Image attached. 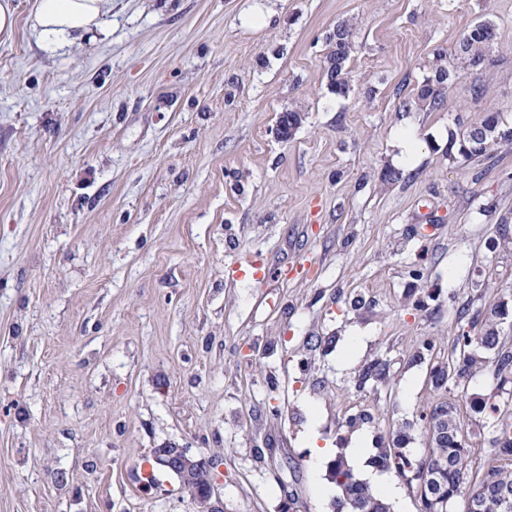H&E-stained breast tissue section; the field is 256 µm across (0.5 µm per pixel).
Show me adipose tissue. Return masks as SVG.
I'll list each match as a JSON object with an SVG mask.
<instances>
[{
    "label": "adipose tissue",
    "instance_id": "1",
    "mask_svg": "<svg viewBox=\"0 0 512 512\" xmlns=\"http://www.w3.org/2000/svg\"><path fill=\"white\" fill-rule=\"evenodd\" d=\"M111 10L112 0H34L28 27L39 46L56 51L105 33ZM345 455L353 472L379 496L387 501L399 499L400 490L388 472L368 463L360 448L346 449Z\"/></svg>",
    "mask_w": 512,
    "mask_h": 512
}]
</instances>
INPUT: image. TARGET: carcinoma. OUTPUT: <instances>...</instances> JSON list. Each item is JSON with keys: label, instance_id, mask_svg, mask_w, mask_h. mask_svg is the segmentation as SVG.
Masks as SVG:
<instances>
[{"label": "carcinoma", "instance_id": "obj_1", "mask_svg": "<svg viewBox=\"0 0 512 512\" xmlns=\"http://www.w3.org/2000/svg\"><path fill=\"white\" fill-rule=\"evenodd\" d=\"M482 29L485 36L480 41L470 42V36H465L460 43V49L469 57L473 67H489L495 60L486 54L495 40V25L489 20H483L475 25ZM327 86L332 92L344 96L350 90L346 72V62L353 49L352 30L346 23H340L326 36ZM451 78V72L443 68L436 72L435 78L420 87L417 100L427 101L433 105L444 104V84ZM499 118L496 113L484 115L474 130L483 132L479 140L464 137L460 143L459 152L466 157H493L495 146L501 142L512 141L511 130H498ZM501 306L490 309L482 320L483 331L470 338L463 334L466 328H474L469 323L458 328L455 350L451 361L457 367L458 379L439 371L432 386L436 389L447 387L449 384L464 385L483 367L482 353L494 354L493 372L496 378H512V340L502 334L501 321L496 313ZM446 406L436 405L431 412H436ZM448 441L431 442L425 449L421 463L417 464L406 454L404 445L407 434L393 439V446L379 449L376 461L387 469H393L412 489H418L419 483L425 482L434 487L435 491L447 500L448 510L456 506L458 501L465 498H481L490 484L512 486V424L501 422L496 439L493 441L495 461L474 468L475 449L471 448L457 422L453 406H448ZM332 478L342 489L343 495L336 502V512H388V504L375 496L371 488L360 481L353 471L346 467L343 460H336Z\"/></svg>", "mask_w": 512, "mask_h": 512}]
</instances>
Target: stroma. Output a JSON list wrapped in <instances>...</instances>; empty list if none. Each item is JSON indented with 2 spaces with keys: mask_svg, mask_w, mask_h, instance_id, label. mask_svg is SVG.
<instances>
[{
  "mask_svg": "<svg viewBox=\"0 0 512 512\" xmlns=\"http://www.w3.org/2000/svg\"><path fill=\"white\" fill-rule=\"evenodd\" d=\"M484 18L488 69L459 51ZM107 27L0 42V512H198L144 480L168 442L219 459L224 512H333V450L441 402L490 458L512 385L428 371L458 319L512 308V142L449 146L487 112L512 129V0H112ZM327 86L336 95L344 96L350 90L348 76L346 71V62L353 49L352 30L346 23L337 24L336 27L326 36ZM451 78L450 70L440 68L435 75V79L428 80L427 83L422 85L417 93V100L429 101L430 104L439 106L443 105L444 97V84Z\"/></svg>",
  "mask_w": 512,
  "mask_h": 512,
  "instance_id": "1",
  "label": "stroma"
}]
</instances>
